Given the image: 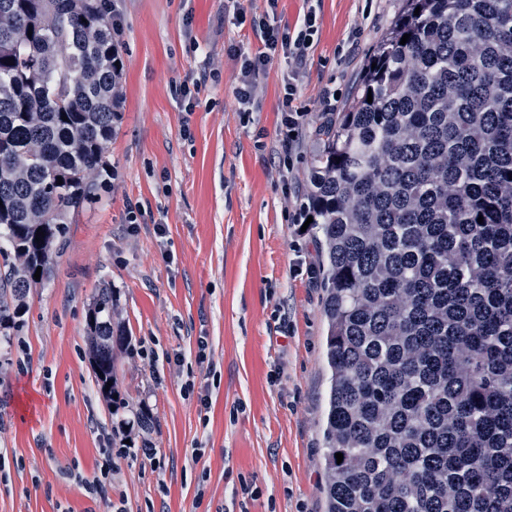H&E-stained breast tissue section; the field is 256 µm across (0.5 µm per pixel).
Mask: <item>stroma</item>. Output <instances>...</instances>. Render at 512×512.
Wrapping results in <instances>:
<instances>
[{
  "mask_svg": "<svg viewBox=\"0 0 512 512\" xmlns=\"http://www.w3.org/2000/svg\"><path fill=\"white\" fill-rule=\"evenodd\" d=\"M401 0H112L123 61L110 169L75 213L21 336L0 344V512H325L329 386L319 246L302 230L316 128L346 108ZM318 31L279 126L288 64L235 98L252 17ZM199 83L183 98L181 84ZM111 287L119 410L98 390L86 314ZM206 350H199V339ZM154 456H117L123 422ZM101 481L89 492L87 485ZM252 483L256 495L242 493Z\"/></svg>",
  "mask_w": 512,
  "mask_h": 512,
  "instance_id": "obj_1",
  "label": "stroma"
}]
</instances>
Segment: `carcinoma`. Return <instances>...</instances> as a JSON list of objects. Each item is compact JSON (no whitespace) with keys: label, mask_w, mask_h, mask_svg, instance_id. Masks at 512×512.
Instances as JSON below:
<instances>
[{"label":"carcinoma","mask_w":512,"mask_h":512,"mask_svg":"<svg viewBox=\"0 0 512 512\" xmlns=\"http://www.w3.org/2000/svg\"><path fill=\"white\" fill-rule=\"evenodd\" d=\"M403 2L311 163L326 512H512V0ZM117 57L102 0H0L7 342L109 170ZM87 331L110 400L112 288Z\"/></svg>","instance_id":"carcinoma-1"}]
</instances>
